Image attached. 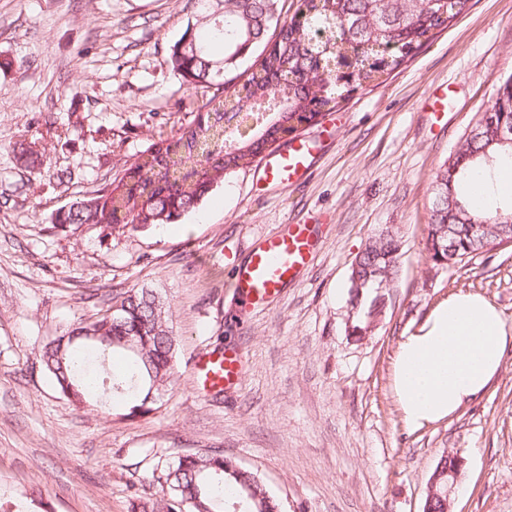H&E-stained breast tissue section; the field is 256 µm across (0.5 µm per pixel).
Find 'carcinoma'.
Instances as JSON below:
<instances>
[{"label": "carcinoma", "instance_id": "1", "mask_svg": "<svg viewBox=\"0 0 512 512\" xmlns=\"http://www.w3.org/2000/svg\"><path fill=\"white\" fill-rule=\"evenodd\" d=\"M197 13L172 46L171 65L185 85L206 84L198 112L187 128L152 143L128 167L92 195L71 202L55 221L74 231L108 224L131 229L168 224L194 208L224 176L243 168L269 149L294 123L332 110L355 88L383 78L435 34L468 10L469 0H300L290 20L276 15V0H222V13ZM191 39L201 54L180 52ZM247 76L243 98L232 88ZM512 157V75L499 82L494 100L478 114L458 150L435 176L444 200L433 198L426 249L432 261L455 265L476 251L498 244L477 240V224H504L512 199L499 198L494 173ZM454 228L453 251L436 236ZM398 233L368 238L354 266L360 286L350 281L356 306L368 304L353 331L378 316L371 295L398 274ZM121 309H107L91 322H78L46 343L40 361L60 393L77 406L100 385L124 401L142 399L169 385L176 370V339L169 330V307L152 288H131L119 296ZM96 340L79 337L82 332ZM127 353L126 364L94 374L93 358L105 352ZM162 497L135 498L130 512H278V504L252 473L221 453L178 457L159 477ZM448 476L439 495L425 499L424 512H448Z\"/></svg>", "mask_w": 512, "mask_h": 512}]
</instances>
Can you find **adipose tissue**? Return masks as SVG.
<instances>
[{
  "instance_id": "adipose-tissue-1",
  "label": "adipose tissue",
  "mask_w": 512,
  "mask_h": 512,
  "mask_svg": "<svg viewBox=\"0 0 512 512\" xmlns=\"http://www.w3.org/2000/svg\"><path fill=\"white\" fill-rule=\"evenodd\" d=\"M511 347L512 325L482 296L457 293L439 302L398 345L393 389L406 425L442 421L481 397Z\"/></svg>"
}]
</instances>
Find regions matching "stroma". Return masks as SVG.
Segmentation results:
<instances>
[{
  "instance_id": "stroma-1",
  "label": "stroma",
  "mask_w": 512,
  "mask_h": 512,
  "mask_svg": "<svg viewBox=\"0 0 512 512\" xmlns=\"http://www.w3.org/2000/svg\"><path fill=\"white\" fill-rule=\"evenodd\" d=\"M194 0H0V502L12 512H128L161 495L177 456L220 452L257 475L281 512H424L441 456L464 461L448 512H512V349L487 393L408 430L392 385L403 335L468 291L512 324V244L453 266L426 250L433 180L512 74V0L467 13L379 85L298 132L317 151L282 189L258 164L227 173L190 213L139 231L71 232L54 215L194 118L173 44ZM286 224L319 251L278 297L241 309L230 270ZM402 238L370 336H351L355 257ZM171 309L178 367L148 411L76 408L39 362L44 344L131 288ZM234 348L231 390H198L192 360Z\"/></svg>"
}]
</instances>
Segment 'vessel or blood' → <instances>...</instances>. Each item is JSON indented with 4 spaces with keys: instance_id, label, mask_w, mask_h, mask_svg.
I'll use <instances>...</instances> for the list:
<instances>
[{
    "instance_id": "b4317fda",
    "label": "vessel or blood",
    "mask_w": 512,
    "mask_h": 512,
    "mask_svg": "<svg viewBox=\"0 0 512 512\" xmlns=\"http://www.w3.org/2000/svg\"><path fill=\"white\" fill-rule=\"evenodd\" d=\"M313 160V144L301 138L287 149L268 155L260 167V176L285 187L306 177ZM313 234L310 225L287 224L250 249L246 261L231 272L232 286L242 307L250 308L279 296L299 277L315 257ZM244 370L245 360L235 350L201 353L191 366L196 384L208 393L229 390L239 382Z\"/></svg>"
}]
</instances>
